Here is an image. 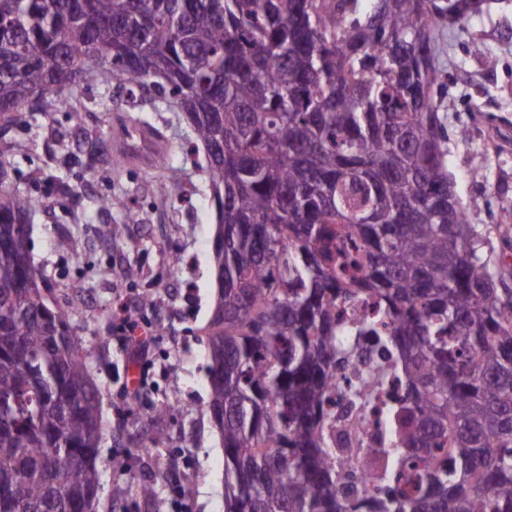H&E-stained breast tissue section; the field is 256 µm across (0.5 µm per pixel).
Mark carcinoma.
Returning a JSON list of instances; mask_svg holds the SVG:
<instances>
[{"label":"carcinoma","instance_id":"carcinoma-1","mask_svg":"<svg viewBox=\"0 0 512 512\" xmlns=\"http://www.w3.org/2000/svg\"><path fill=\"white\" fill-rule=\"evenodd\" d=\"M484 0H0V132L113 84L205 151L224 512H512V288L448 170L437 31ZM0 163V512H88L104 435ZM389 434L360 487L333 435ZM338 441L342 445L359 441L369 444L377 443V440L374 438V427L366 419H359L357 423H353L345 429L339 436Z\"/></svg>","mask_w":512,"mask_h":512}]
</instances>
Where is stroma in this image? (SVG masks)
Masks as SVG:
<instances>
[{"instance_id":"stroma-1","label":"stroma","mask_w":512,"mask_h":512,"mask_svg":"<svg viewBox=\"0 0 512 512\" xmlns=\"http://www.w3.org/2000/svg\"><path fill=\"white\" fill-rule=\"evenodd\" d=\"M451 75L442 117L448 165L462 199L483 198L468 221L482 237L494 275L512 288V0H486L480 16L444 32ZM483 53L471 50L472 44ZM78 119L67 107L0 139V162L15 184L51 203L29 223L32 256L68 302L101 392L102 485L96 512H224V451L206 412L207 342L216 288L212 242L216 210L191 149L182 113L164 103L135 112L123 89L84 91ZM178 173L160 198L155 150ZM128 151L120 178L108 177ZM69 195L51 197L52 182ZM111 198V208L100 205ZM111 226V237L101 233ZM68 248H59V241ZM136 277H127L128 268ZM84 286L74 293L72 283ZM131 312L133 325L122 322ZM155 335L140 355L133 326ZM152 484L147 498L139 487ZM123 487L122 497L112 495Z\"/></svg>"}]
</instances>
